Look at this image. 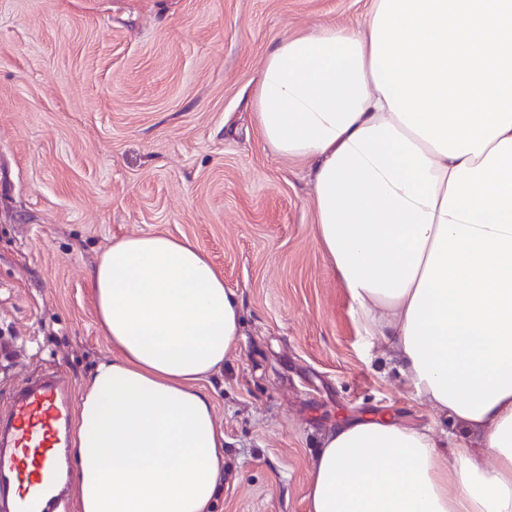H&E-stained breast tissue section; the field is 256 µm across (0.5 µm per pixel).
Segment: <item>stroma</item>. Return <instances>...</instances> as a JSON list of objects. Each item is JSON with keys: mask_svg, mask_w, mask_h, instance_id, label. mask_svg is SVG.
<instances>
[{"mask_svg": "<svg viewBox=\"0 0 512 512\" xmlns=\"http://www.w3.org/2000/svg\"><path fill=\"white\" fill-rule=\"evenodd\" d=\"M371 0H0V393L39 371L79 390L112 346L87 278L112 240L196 242L238 295L236 350L207 388L224 431L215 512H306L336 421L429 428L360 330L316 238L308 162L254 118L268 51L359 27Z\"/></svg>", "mask_w": 512, "mask_h": 512, "instance_id": "obj_1", "label": "stroma"}]
</instances>
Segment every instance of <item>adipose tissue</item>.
Returning a JSON list of instances; mask_svg holds the SVG:
<instances>
[{
  "label": "adipose tissue",
  "instance_id": "ef3b65f1",
  "mask_svg": "<svg viewBox=\"0 0 512 512\" xmlns=\"http://www.w3.org/2000/svg\"><path fill=\"white\" fill-rule=\"evenodd\" d=\"M256 120L311 164L320 247L434 432L389 412L320 437L307 512H512V0H371L268 53ZM115 351L80 388L78 512H212L205 383L242 334L203 249L114 240L88 271Z\"/></svg>",
  "mask_w": 512,
  "mask_h": 512
}]
</instances>
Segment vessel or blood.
<instances>
[{"label":"vessel or blood","instance_id":"obj_1","mask_svg":"<svg viewBox=\"0 0 512 512\" xmlns=\"http://www.w3.org/2000/svg\"><path fill=\"white\" fill-rule=\"evenodd\" d=\"M71 421V405L50 374L23 380L0 403V501H10L12 512H55Z\"/></svg>","mask_w":512,"mask_h":512}]
</instances>
